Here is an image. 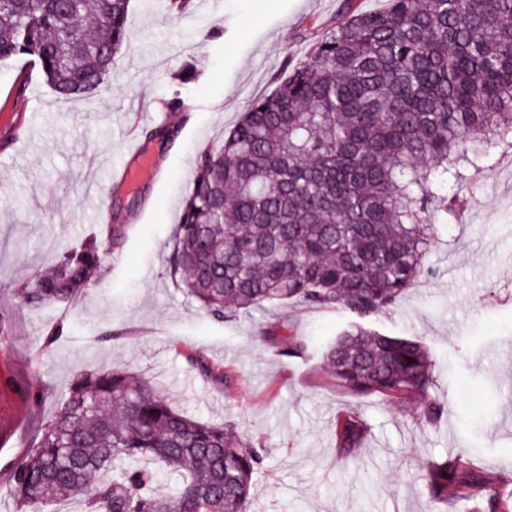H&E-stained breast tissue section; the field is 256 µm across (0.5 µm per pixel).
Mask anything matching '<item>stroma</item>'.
<instances>
[{
  "label": "stroma",
  "mask_w": 512,
  "mask_h": 512,
  "mask_svg": "<svg viewBox=\"0 0 512 512\" xmlns=\"http://www.w3.org/2000/svg\"><path fill=\"white\" fill-rule=\"evenodd\" d=\"M223 2V14L193 0L175 18L161 0H131L130 40L112 79L82 100L59 98L29 59L0 63V512H16L12 463L74 375L101 366L140 375L176 408L259 448L250 512H482L483 501L453 494L433 502L421 474L465 452L491 486L512 493V156L463 188L467 209L439 228L398 305L365 319L426 346L445 413L429 425L419 403L364 400L355 466L335 437L351 398L323 365L354 315L281 304L217 319L165 273L198 151L220 142L345 13L344 0ZM163 117L180 131L152 144L156 166L141 193L114 191L113 171L137 165L145 129ZM109 222L120 239L96 287L65 309L24 302L22 283ZM59 323L63 336L43 348ZM109 328L119 338L100 341ZM291 336L304 355H280ZM192 353L223 365L227 383L193 369Z\"/></svg>",
  "instance_id": "35a3bbf8"
}]
</instances>
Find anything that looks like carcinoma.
Returning a JSON list of instances; mask_svg holds the SVG:
<instances>
[{"mask_svg": "<svg viewBox=\"0 0 512 512\" xmlns=\"http://www.w3.org/2000/svg\"><path fill=\"white\" fill-rule=\"evenodd\" d=\"M130 0H0V62L21 56L66 98L107 86L127 43ZM163 122L145 132L165 142ZM512 150V0H388L324 34L287 77L202 149L166 274L204 312L251 315L282 303L340 306L360 319L394 308L419 277L437 227L457 219L461 189ZM116 238L66 251L21 285L33 307L67 308L94 287ZM190 365L224 384L201 355ZM337 386L364 399L417 401L437 423L433 363L419 341L361 325L328 346ZM360 406L338 416L343 456L361 447ZM263 455L222 423L172 407L161 391L112 369L78 373L19 458L8 494L18 512H247ZM180 474L170 497L155 489ZM432 497L448 488L502 512L512 500L471 460L433 462Z\"/></svg>", "mask_w": 512, "mask_h": 512, "instance_id": "1", "label": "carcinoma"}]
</instances>
